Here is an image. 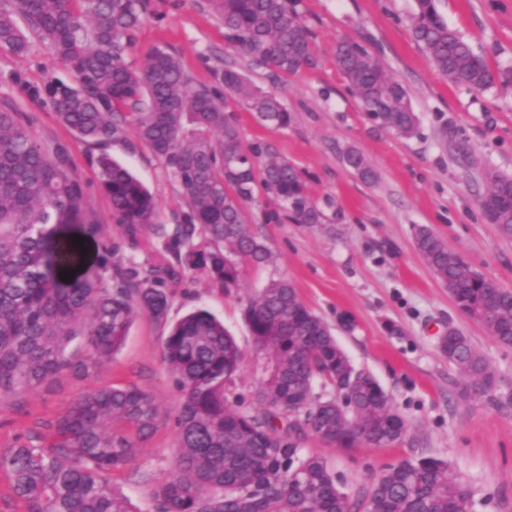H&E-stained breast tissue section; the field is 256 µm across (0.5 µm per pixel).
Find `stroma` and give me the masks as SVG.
I'll return each instance as SVG.
<instances>
[{
  "label": "stroma",
  "mask_w": 512,
  "mask_h": 512,
  "mask_svg": "<svg viewBox=\"0 0 512 512\" xmlns=\"http://www.w3.org/2000/svg\"><path fill=\"white\" fill-rule=\"evenodd\" d=\"M436 6L492 68H512V0H437ZM414 7L415 0H299L316 63L276 81L249 67L206 0H169L163 20L141 27L130 55L135 67H143L151 47L166 44L197 84H213L215 70L231 67L256 88L280 96L291 115L285 128L256 122L232 97L226 109L244 142L264 141L276 158L298 168L330 221L296 223L272 197L261 195L247 218L270 247L271 264L249 269L234 293L214 287L203 274L190 275L169 290L167 323L136 314L124 346L110 360L0 398V453L20 438L49 444L58 416L82 392L139 388L157 405L156 429L107 479L136 512H155L154 491L171 477L178 454L179 395L162 358L169 324L192 309H208L251 354L241 308L270 278H284L330 325L352 362L376 378L406 422L404 437L386 447L339 448L311 435L305 453L326 459L353 499L403 459H443L468 488L473 512H512V406L487 397L459 399L461 379L441 354L438 335L449 327L466 334L493 369L500 395L512 393V347L498 344L460 312L413 242L414 225H427L472 269L512 290V239L487 223L477 206L487 170L512 174V88L478 93L440 75L411 35ZM342 38L365 45L404 85L420 118L417 137L401 139L371 122L336 64ZM48 80L69 83L73 77L42 42L24 57L0 49V106L21 112L44 145L68 146L93 213L99 223L111 224L110 203L96 189L102 150L76 140L47 101L28 93ZM350 149L364 156L376 174L373 181L346 166ZM105 151L152 192L157 223H172L181 207L177 187L135 132Z\"/></svg>",
  "instance_id": "obj_1"
}]
</instances>
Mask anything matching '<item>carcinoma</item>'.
Here are the masks:
<instances>
[{
	"instance_id": "carcinoma-1",
	"label": "carcinoma",
	"mask_w": 512,
	"mask_h": 512,
	"mask_svg": "<svg viewBox=\"0 0 512 512\" xmlns=\"http://www.w3.org/2000/svg\"><path fill=\"white\" fill-rule=\"evenodd\" d=\"M250 65L278 77L314 64L297 0H206ZM415 41L453 83L483 92L512 86V70L493 69L436 8L415 0ZM168 0H3L0 48L22 56L32 31L73 73L32 89L79 141L106 146L138 140L175 182L182 207L175 224L155 222L157 203L124 166L103 152L97 187L110 201L115 237L88 207L67 146L47 150L10 107H0V398L36 387L69 369L66 353L83 339L88 360L111 358L136 313L167 322L169 285L202 273L235 292L249 266L272 260L265 240L247 224L245 206L258 191L272 195L301 224L329 217L307 194L299 171L271 156L260 140L242 143L224 92L256 119L286 127L290 115L273 93L226 69L214 84L196 86L179 57L156 45L135 69L128 55L141 25L166 15ZM24 20L22 28L18 20ZM336 62L369 119L401 138L419 134L408 93L362 44L340 40ZM345 161L362 179L373 171L354 150ZM479 197L484 218L512 238V175L487 172ZM82 241H76V238ZM414 246L459 309L503 346H512V292L473 271L428 226L414 227ZM150 253L141 272L114 256ZM72 271L70 279L60 277ZM259 383L250 405L229 390L243 354L224 324L205 309L169 328L162 346L181 401L174 426L175 473L154 492L157 512H472L456 471L432 457L407 458L385 471L357 501L336 482L327 462L303 454L312 434L351 448L383 447L406 430L402 415L368 372L357 368L330 326L294 286L272 279L243 311ZM438 347L462 377L461 395L496 388L486 359L459 330ZM153 397L135 387H101L76 396L45 448L17 441L0 453L27 512H133L105 474L125 464L155 427Z\"/></svg>"
}]
</instances>
